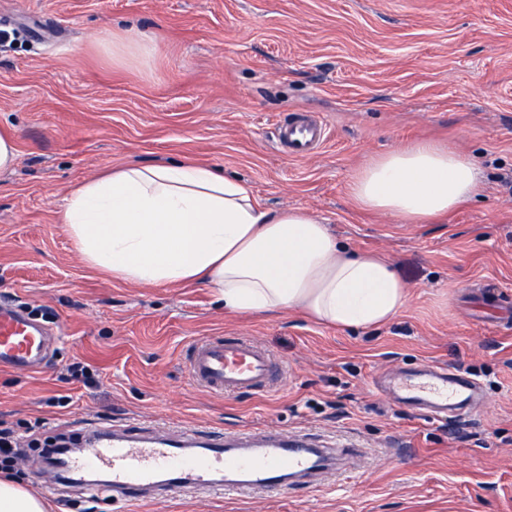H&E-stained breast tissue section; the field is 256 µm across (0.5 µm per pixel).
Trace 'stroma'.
I'll use <instances>...</instances> for the list:
<instances>
[{"label":"stroma","instance_id":"stroma-1","mask_svg":"<svg viewBox=\"0 0 512 512\" xmlns=\"http://www.w3.org/2000/svg\"><path fill=\"white\" fill-rule=\"evenodd\" d=\"M0 297L39 309L59 340L44 373L0 371V422L55 434L144 420L160 430L275 428L346 460L314 486L146 499L134 512H512V0H0ZM150 45L113 57L112 34ZM293 112L323 121L310 157L282 154ZM431 141L471 156L485 188L435 224L361 210L371 158ZM184 161L249 185L269 210L303 208L386 258L406 283L385 326L341 331L299 312L225 311L204 287L122 284L87 269L61 222L72 187L126 164ZM245 336L283 366L269 394L216 395L187 377L207 336ZM79 362L93 386L71 377ZM477 380L472 412L436 420L376 377L425 363ZM68 396L66 406L54 397ZM49 512L108 487L48 475Z\"/></svg>","mask_w":512,"mask_h":512}]
</instances>
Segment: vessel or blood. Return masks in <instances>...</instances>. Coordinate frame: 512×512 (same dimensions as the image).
Instances as JSON below:
<instances>
[{
    "mask_svg": "<svg viewBox=\"0 0 512 512\" xmlns=\"http://www.w3.org/2000/svg\"><path fill=\"white\" fill-rule=\"evenodd\" d=\"M325 137L323 122L304 114L290 118L277 132L280 146L295 158L312 155ZM51 344L52 337L40 322L0 307V370L36 372ZM186 369L193 383L218 394L268 393L281 377L273 355L246 337L193 342ZM388 390L398 404L436 415L464 414L482 398L475 379L435 364L395 374ZM335 467L334 450L317 447L306 434L191 429L160 435L147 423L97 426L79 454L68 460L72 471L107 472L118 502L141 501L150 490L165 497L225 490L270 493Z\"/></svg>",
    "mask_w": 512,
    "mask_h": 512,
    "instance_id": "vessel-or-blood-1",
    "label": "vessel or blood"
}]
</instances>
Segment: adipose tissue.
<instances>
[{
  "label": "adipose tissue",
  "mask_w": 512,
  "mask_h": 512,
  "mask_svg": "<svg viewBox=\"0 0 512 512\" xmlns=\"http://www.w3.org/2000/svg\"><path fill=\"white\" fill-rule=\"evenodd\" d=\"M481 190L468 155L429 141L375 156L348 185L358 207L403 224L442 220ZM62 222L86 266L124 284H203L229 312L294 310L362 330L407 303L383 256L350 251L306 210H267L247 184L210 166L117 167L76 184Z\"/></svg>",
  "instance_id": "ef3b65f1"
}]
</instances>
